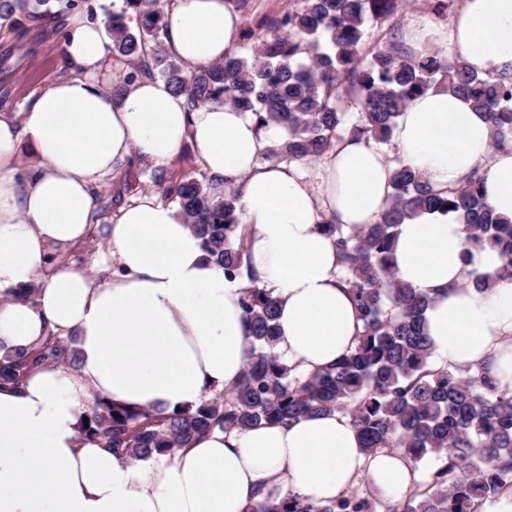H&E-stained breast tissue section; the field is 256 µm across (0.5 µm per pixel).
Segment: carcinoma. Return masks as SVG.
<instances>
[{"instance_id": "1", "label": "carcinoma", "mask_w": 512, "mask_h": 512, "mask_svg": "<svg viewBox=\"0 0 512 512\" xmlns=\"http://www.w3.org/2000/svg\"><path fill=\"white\" fill-rule=\"evenodd\" d=\"M403 6L404 0H297L247 31L257 36L254 58L233 50L221 62L188 70L162 45L161 0H123L112 14V55L126 59L130 81L164 80L185 96L189 112L228 105L250 113L262 135L283 129L262 154L275 164L317 160L346 136L387 145L407 103L435 87L485 112L493 148L512 145V72L491 81L443 52L417 49L400 32ZM81 10L93 12L87 0H0V20L15 32L26 21L59 23ZM391 162L390 203L374 223L321 222L334 239L362 332L348 355L308 374L277 351V300L258 287L248 266L251 227L237 208V190L216 196L203 172L153 171L151 178L165 185L164 199L202 239L206 260L229 280L249 281L241 307L250 358L237 382L194 407L158 413L96 396L80 435L147 460L172 456L216 430L336 412L350 418L368 453L400 448L416 463L433 459L425 479L399 501L357 489L323 503L279 490L247 512H476L479 502L512 491V394L479 372L434 366L426 332L431 299L399 280L392 263L398 225L439 212L466 226L468 244L498 249L501 266L477 274L476 285L511 279L512 220L488 204L477 169L462 186L439 191L398 154ZM77 362L74 337L48 328L26 347L3 349L0 385L19 387L37 367Z\"/></svg>"}]
</instances>
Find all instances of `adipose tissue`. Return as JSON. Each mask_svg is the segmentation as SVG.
Listing matches in <instances>:
<instances>
[{
	"label": "adipose tissue",
	"mask_w": 512,
	"mask_h": 512,
	"mask_svg": "<svg viewBox=\"0 0 512 512\" xmlns=\"http://www.w3.org/2000/svg\"><path fill=\"white\" fill-rule=\"evenodd\" d=\"M62 51L72 73L27 111L0 114V346L23 347L44 328L76 339L78 369L48 366L16 389L0 386V512H246L282 487L328 501L358 483L400 499L421 480L398 450L366 453L338 413L312 414L199 438L175 456L139 461L80 439L94 396L170 411L236 382L249 359L241 284L206 262L177 208L147 196L102 222L101 182L131 159L162 165L192 144L216 193L240 190L252 225L250 258L279 301L278 349L309 372L354 349L361 321L341 281L323 217L370 224L386 209L392 164L374 141L344 139L317 162H260L269 140L250 114L223 105L185 109L160 79L126 81L102 20L70 16ZM238 38L226 0H173L164 42L186 69L222 60ZM409 42L434 41L488 78L512 69V0H461L444 31L411 25ZM406 163L434 189L486 173L489 204L512 220V149L465 97L434 88L413 99L393 133ZM33 154L20 167L22 149ZM96 236L109 247L95 272L57 251ZM466 230L437 213L397 228L398 278L428 296L427 332L438 365L479 371L512 393V280L480 289L501 264L491 246L466 249ZM33 285L35 297L19 299Z\"/></svg>",
	"instance_id": "1"
}]
</instances>
